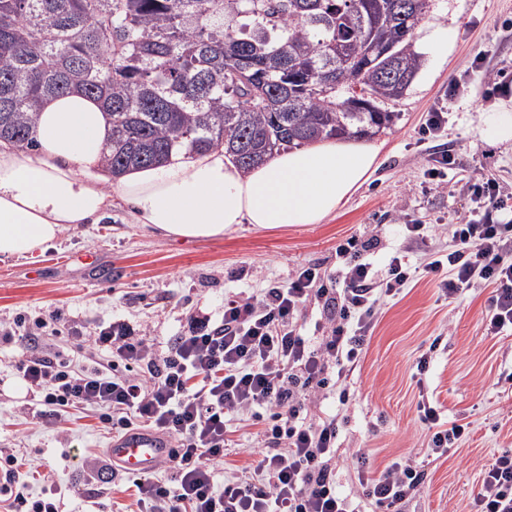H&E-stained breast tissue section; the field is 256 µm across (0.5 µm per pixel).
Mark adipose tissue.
Masks as SVG:
<instances>
[{"label": "adipose tissue", "mask_w": 512, "mask_h": 512, "mask_svg": "<svg viewBox=\"0 0 512 512\" xmlns=\"http://www.w3.org/2000/svg\"><path fill=\"white\" fill-rule=\"evenodd\" d=\"M111 124L103 102L78 91L41 102L35 148L0 142V258H22L65 231L112 215L120 199L137 223L185 239L319 224L371 177L379 147L324 141L284 150L244 173L216 148L115 177L103 162Z\"/></svg>", "instance_id": "1"}]
</instances>
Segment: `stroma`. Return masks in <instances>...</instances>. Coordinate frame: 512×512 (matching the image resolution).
Returning a JSON list of instances; mask_svg holds the SVG:
<instances>
[{
    "label": "stroma",
    "mask_w": 512,
    "mask_h": 512,
    "mask_svg": "<svg viewBox=\"0 0 512 512\" xmlns=\"http://www.w3.org/2000/svg\"><path fill=\"white\" fill-rule=\"evenodd\" d=\"M425 23L452 29L447 53L421 48L423 65L412 85L383 105L396 119L375 139L381 147L377 169L322 223L271 230L244 224L219 239L186 240L135 223L116 200L102 223L66 231L34 256L0 259V320L18 323L15 336L0 337V452L25 458L21 474L29 493L54 483L62 490L60 512L135 507L132 478L113 472L107 454L112 436L91 409L71 410L57 429L37 422L36 402L16 371L36 320L59 312L57 332L44 335L42 346L73 352L78 362L83 355L70 330L90 336L115 318L138 325L161 349L189 312L221 309L225 294L237 289L232 274L242 267L256 268V288L288 281L303 266L330 272L338 243L375 224L383 234L368 256L381 266L403 246L404 225H439L436 236L409 253L415 265L423 250L448 249L452 225L471 220L468 181L490 175L502 195H512V144L490 143L480 130L483 113L497 111L503 97L489 93L481 73L468 69L481 56L490 68L512 75V0H431ZM439 107L448 124L441 136L424 139L427 114ZM448 148L457 166L445 184L432 183L425 171ZM488 295L477 285L452 300L429 279L416 278L383 304L348 402L333 396L321 404L341 422L336 481L342 493L356 488L354 449H368L376 466L419 452L424 425L417 402L424 392L448 419L469 421L471 432L447 461L429 466L424 490L408 512H471L483 469L512 450V335H487L482 318ZM426 352L430 367L419 380L414 365ZM82 457L96 459L95 481L78 467Z\"/></svg>",
    "instance_id": "obj_1"
}]
</instances>
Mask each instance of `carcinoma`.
Returning <instances> with one entry per match:
<instances>
[{
  "instance_id": "carcinoma-1",
  "label": "carcinoma",
  "mask_w": 512,
  "mask_h": 512,
  "mask_svg": "<svg viewBox=\"0 0 512 512\" xmlns=\"http://www.w3.org/2000/svg\"><path fill=\"white\" fill-rule=\"evenodd\" d=\"M430 0H0V139L33 148L43 98L109 109L118 175L224 146L245 172L285 147L373 138L423 63Z\"/></svg>"
}]
</instances>
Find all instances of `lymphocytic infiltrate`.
Here are the masks:
<instances>
[{
	"label": "lymphocytic infiltrate",
	"mask_w": 512,
	"mask_h": 512,
	"mask_svg": "<svg viewBox=\"0 0 512 512\" xmlns=\"http://www.w3.org/2000/svg\"><path fill=\"white\" fill-rule=\"evenodd\" d=\"M470 191L482 219L456 225L453 249L427 254L419 267L399 251L375 269L365 252L379 235L364 243L352 236L336 249L342 273L303 267L286 282L225 296L219 315L191 313L165 352L137 325L115 319L90 337L74 332L92 350L90 364L78 367L64 351H43L32 336L16 369L38 394V416L47 424L91 407L113 433L142 429L174 441L166 482L134 480L137 512H405L424 488L428 465L447 460L469 424L444 420L438 403L421 397L417 411L427 427L421 458H399L378 470L368 454L357 453L358 490L348 495L332 466L339 419L315 408L333 394L348 401L346 385L383 302L400 294L415 271L451 299L477 283L490 287L485 329L512 333V205L495 178L482 177ZM311 305L320 317L309 335L299 319ZM246 428L256 442L249 465L228 470L216 486V465ZM474 509L512 512L511 451L485 468Z\"/></svg>",
	"instance_id": "lymphocytic-infiltrate-1"
}]
</instances>
